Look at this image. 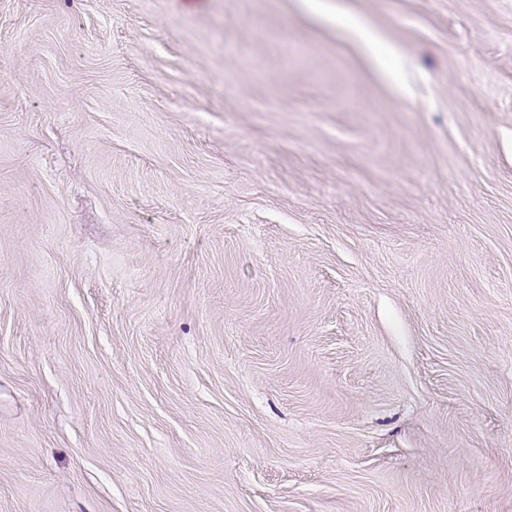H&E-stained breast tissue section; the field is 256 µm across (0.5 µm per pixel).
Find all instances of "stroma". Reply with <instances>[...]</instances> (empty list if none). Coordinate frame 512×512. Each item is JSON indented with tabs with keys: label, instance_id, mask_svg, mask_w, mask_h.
Returning <instances> with one entry per match:
<instances>
[{
	"label": "stroma",
	"instance_id": "35a3bbf8",
	"mask_svg": "<svg viewBox=\"0 0 512 512\" xmlns=\"http://www.w3.org/2000/svg\"><path fill=\"white\" fill-rule=\"evenodd\" d=\"M0 512H512V0H0Z\"/></svg>",
	"mask_w": 512,
	"mask_h": 512
}]
</instances>
